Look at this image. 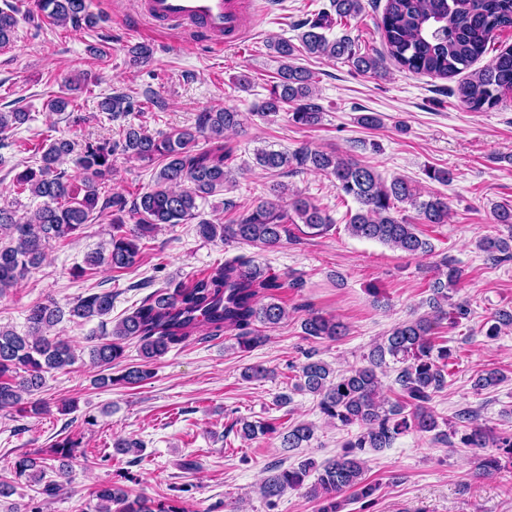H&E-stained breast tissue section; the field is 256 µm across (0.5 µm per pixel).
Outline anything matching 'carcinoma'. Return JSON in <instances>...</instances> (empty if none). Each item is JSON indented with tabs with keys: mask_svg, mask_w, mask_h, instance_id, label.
<instances>
[{
	"mask_svg": "<svg viewBox=\"0 0 512 512\" xmlns=\"http://www.w3.org/2000/svg\"><path fill=\"white\" fill-rule=\"evenodd\" d=\"M33 6L60 25L75 29L92 27L98 16L90 11L89 0H33ZM331 10H322L302 23L300 47L309 55L344 59L360 73L380 76L386 72V61L417 74L446 79L469 69L488 50L496 31L512 28V0H387L380 28L387 54H362L348 35L328 38L323 30L330 28L333 18H355L363 11L362 0H330ZM18 24L17 8L10 2L0 7V45L8 44ZM270 48L281 59L279 81L259 103L261 117L276 121L280 112L290 108L291 120L312 127L321 122L323 110L313 91V74L291 63L297 51L290 40L280 38ZM135 64H146L153 57L151 45L137 43L127 49ZM512 92V46L498 51L491 62L473 70L460 87L462 101L474 112L495 107L502 97ZM71 99L57 96L47 107L77 123L81 113L68 110ZM135 103L127 95L114 94L99 104L102 112L116 118L134 110ZM26 112H0V135L24 124ZM243 125L242 113L226 107L199 114L195 126L155 136L143 127L129 126L119 141L100 140L79 144L60 137L33 148L32 160L13 177L20 192L43 199L41 207L22 219L10 207H0V237L9 244L0 245V294L7 293L37 268L45 250L53 242H64L79 234L93 212H112V233L107 255L93 253L86 265L106 263L120 271L136 264L141 242L160 224H186L196 221V232L208 241L240 240L265 248L278 246L288 235V223L300 222L322 234L331 227L327 213L310 200L293 195L283 205L286 187L277 189L276 199L263 201L243 213L233 224H219L200 217L199 202L224 190L231 170L234 147L224 141V131ZM211 143L199 147V138ZM121 152L129 157L158 165L151 189L139 194L131 212L139 223L128 227L123 219L125 196L103 190L105 178L112 173V156ZM86 175L82 186L73 185L59 170L69 157ZM256 164L266 171L322 172L333 178L336 191L354 199L358 210L350 216L349 233L357 238L378 241L410 255H427L431 243L416 232L417 225L400 215L398 205L416 210L424 224H445L448 201L441 196H425L417 185L404 178L385 183L374 167L353 157L344 158L333 152L307 145L288 153L271 147L255 153ZM481 250L497 262L512 260V234L486 237L479 242ZM446 272L435 278L426 301L429 312L396 324L369 351L365 364L335 375L328 364L305 354L295 389L319 398V412L333 424L343 427L358 425L360 432L347 440L343 452L321 465L307 459L296 467L278 465L267 470L261 494L268 501L281 497L289 489L306 488V495L318 504V512H339V498L352 492L359 500L371 497L376 486L364 477L369 451L391 447L410 431L432 433L446 444L459 437L462 448L482 451L477 470L483 474L498 473L512 466V435L500 434L474 420L470 411L457 414L462 429L438 430L437 417L428 407L435 393L446 385L451 349L437 342L435 329L447 320L457 326L469 318L465 304L448 305L449 290L462 278V270L445 258ZM285 282L253 258L235 256L190 283H173L147 294L133 312L112 327L111 336L100 339L89 350L90 359L110 369L124 359V343H139L142 362L125 367L118 375L100 378L105 386L130 387L153 375L149 365L195 336L201 329L207 337L217 338L224 330L237 331L238 344L248 351L263 341L256 324L274 327L288 311L273 297ZM112 312V292H95L81 298L64 312L53 300L37 302L28 310L27 333L0 328V409H13L20 417L47 410L44 401H29L44 384V373L73 366L77 357L72 347L46 332L69 315L90 320ZM512 326V310L499 309L488 321L485 336L493 339L502 328ZM306 336L314 339H336L345 335L339 321L312 313L302 323ZM399 365L395 384L401 400L390 402L381 393L378 371L388 362ZM504 381L498 370L477 375L474 388L483 390ZM313 437V429L296 424L282 434L284 448H301ZM492 452L487 453L485 449ZM317 477L310 486L305 480L310 470ZM15 474L28 482L42 485L41 494L56 495L61 484L43 482L45 465L35 458L23 457L15 463ZM100 501L98 512H183L168 502L149 508H135L122 491L110 484L96 490Z\"/></svg>",
	"mask_w": 512,
	"mask_h": 512,
	"instance_id": "carcinoma-1",
	"label": "carcinoma"
}]
</instances>
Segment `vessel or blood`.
Masks as SVG:
<instances>
[{"mask_svg":"<svg viewBox=\"0 0 512 512\" xmlns=\"http://www.w3.org/2000/svg\"><path fill=\"white\" fill-rule=\"evenodd\" d=\"M144 9L155 20L201 25L216 39L232 42L242 33V0H144Z\"/></svg>","mask_w":512,"mask_h":512,"instance_id":"vessel-or-blood-1","label":"vessel or blood"}]
</instances>
